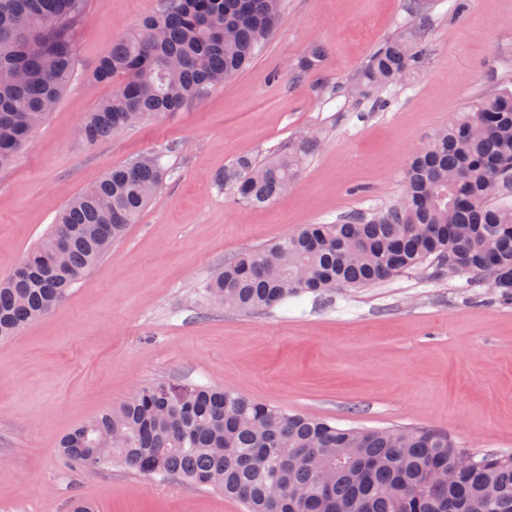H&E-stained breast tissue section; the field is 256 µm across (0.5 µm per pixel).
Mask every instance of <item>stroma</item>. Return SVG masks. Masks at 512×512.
I'll return each mask as SVG.
<instances>
[{
  "label": "stroma",
  "mask_w": 512,
  "mask_h": 512,
  "mask_svg": "<svg viewBox=\"0 0 512 512\" xmlns=\"http://www.w3.org/2000/svg\"><path fill=\"white\" fill-rule=\"evenodd\" d=\"M255 61L160 122L94 144L79 129L112 94L93 72L114 39L162 0H90L75 76L13 165L0 169V277L58 212L109 169L161 151L156 199L48 315L0 341V512H244L213 488L62 458L60 438L164 380L223 387L342 428L426 427L458 445L512 453V304L487 284L430 267L270 312L208 304L201 287L241 252L306 224L398 201L413 148L457 112L512 89V0H433L427 53L387 107L346 89L411 26L418 0H284ZM314 71L300 59L315 45ZM319 142L287 194L239 203L216 183L237 157Z\"/></svg>",
  "instance_id": "obj_1"
}]
</instances>
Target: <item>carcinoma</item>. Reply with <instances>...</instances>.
Segmentation results:
<instances>
[{"mask_svg":"<svg viewBox=\"0 0 512 512\" xmlns=\"http://www.w3.org/2000/svg\"><path fill=\"white\" fill-rule=\"evenodd\" d=\"M90 0H0V168L31 143L69 83ZM388 40L352 92L376 102L425 53L421 32ZM282 18V0H166L112 42L94 72L116 81L80 127L94 143L159 121L250 65ZM308 136L263 162L245 155L218 175L243 203L261 205L299 177ZM168 174L146 153L72 198L41 242L0 280V340L53 311L137 223ZM512 90L490 95L411 154L401 200L339 224H308L246 250L204 286L207 301L244 312L292 298L363 288L437 264L486 279L512 302ZM60 454L90 469L119 463L175 483L208 486L246 512H512V455L470 451L425 427L341 428L207 386L156 381L117 410L76 425Z\"/></svg>","mask_w":512,"mask_h":512,"instance_id":"1","label":"carcinoma"}]
</instances>
